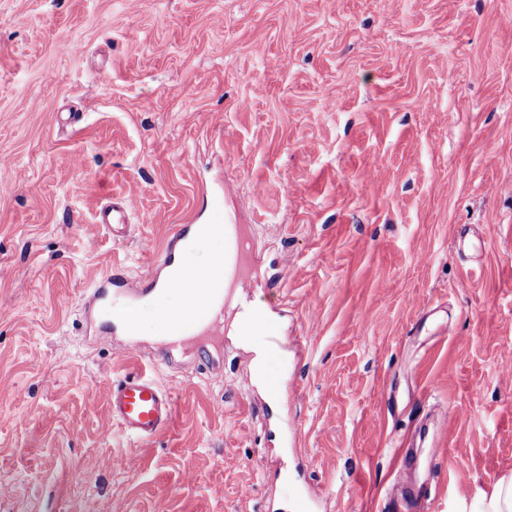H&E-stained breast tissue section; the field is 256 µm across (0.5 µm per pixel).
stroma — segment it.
<instances>
[{
	"mask_svg": "<svg viewBox=\"0 0 512 512\" xmlns=\"http://www.w3.org/2000/svg\"><path fill=\"white\" fill-rule=\"evenodd\" d=\"M226 216L277 277L274 399L234 312L203 368L83 306ZM136 373L175 403L145 442L106 411ZM425 421L421 512H482L512 475V0H0V512H404ZM133 212V203L130 199L117 198L112 206L102 209L97 222L112 234L115 241H120L126 236L129 227V216Z\"/></svg>",
	"mask_w": 512,
	"mask_h": 512,
	"instance_id": "obj_1",
	"label": "stroma"
}]
</instances>
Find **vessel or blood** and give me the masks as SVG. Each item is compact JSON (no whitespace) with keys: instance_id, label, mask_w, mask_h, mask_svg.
I'll return each mask as SVG.
<instances>
[{"instance_id":"1","label":"vessel or blood","mask_w":512,"mask_h":512,"mask_svg":"<svg viewBox=\"0 0 512 512\" xmlns=\"http://www.w3.org/2000/svg\"><path fill=\"white\" fill-rule=\"evenodd\" d=\"M132 212V201L119 198L102 209L98 222L114 240L119 241L127 233ZM197 232V226L185 225L169 239L160 259L154 264L155 276L145 285L134 287L117 278L96 281L84 297L87 314L97 317L120 300L127 301L129 308L133 309L140 302L164 296L172 286L169 277L172 268L183 262L184 239L196 236ZM224 240L222 268L205 267L194 272L195 278L209 291L208 305L192 308L184 316L162 317L156 359L165 361L192 348L196 350L199 361L209 362L211 354L206 347L198 345V337L222 335L224 313L228 307L249 304L253 286L251 240L239 224L225 225ZM107 412L126 437L137 441L149 440L170 424L174 403L153 377L131 374L113 383L107 398Z\"/></svg>"}]
</instances>
